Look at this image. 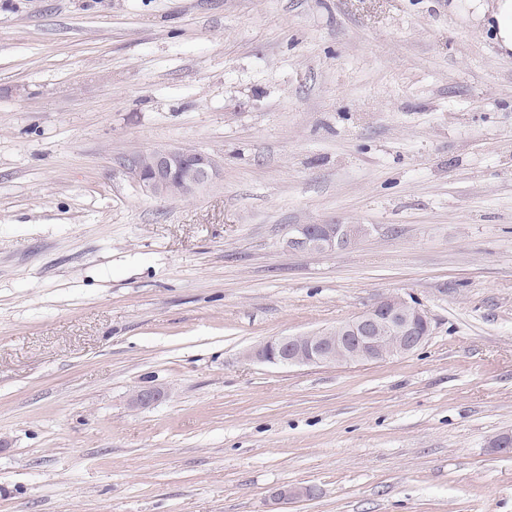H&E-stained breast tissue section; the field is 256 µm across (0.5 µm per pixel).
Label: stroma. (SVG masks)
I'll list each match as a JSON object with an SVG mask.
<instances>
[{"label": "stroma", "mask_w": 512, "mask_h": 512, "mask_svg": "<svg viewBox=\"0 0 512 512\" xmlns=\"http://www.w3.org/2000/svg\"><path fill=\"white\" fill-rule=\"evenodd\" d=\"M470 2L0 0V512H512V55ZM160 145L221 177L144 194ZM389 295L410 355L244 357ZM126 166L130 178L154 197L169 195L174 180L181 183L182 197L194 196L214 182L221 171V163L215 156L179 146L140 151ZM363 224H293L288 234V247L302 252L343 250L368 233Z\"/></svg>", "instance_id": "1"}]
</instances>
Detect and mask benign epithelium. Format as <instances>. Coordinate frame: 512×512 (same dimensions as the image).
<instances>
[{
	"label": "benign epithelium",
	"instance_id": "1",
	"mask_svg": "<svg viewBox=\"0 0 512 512\" xmlns=\"http://www.w3.org/2000/svg\"><path fill=\"white\" fill-rule=\"evenodd\" d=\"M220 171L221 163L215 156L179 146L141 151L127 163L130 178L154 197L169 195L175 180L181 183V196H193L214 182ZM367 233L363 224H293L288 248L302 252L343 250ZM430 332V319L422 308L388 296L332 327L257 344L246 352V358L285 367L380 363L415 352ZM161 397L158 389H139L131 395L130 405L146 408Z\"/></svg>",
	"mask_w": 512,
	"mask_h": 512
}]
</instances>
